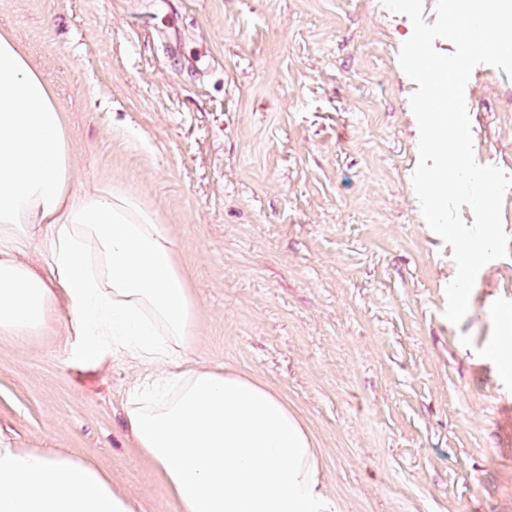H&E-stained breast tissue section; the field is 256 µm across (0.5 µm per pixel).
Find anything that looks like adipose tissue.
<instances>
[{
	"label": "adipose tissue",
	"mask_w": 512,
	"mask_h": 512,
	"mask_svg": "<svg viewBox=\"0 0 512 512\" xmlns=\"http://www.w3.org/2000/svg\"><path fill=\"white\" fill-rule=\"evenodd\" d=\"M63 115L0 33V335L45 332L65 307L85 360L147 367L129 389L127 433L181 512H342L320 453L279 391L189 357L196 306L173 244L139 200L68 187ZM47 261H18L34 234ZM0 512H135L93 464L0 446Z\"/></svg>",
	"instance_id": "ef3b65f1"
}]
</instances>
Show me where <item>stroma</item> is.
I'll list each match as a JSON object with an SVG mask.
<instances>
[{
	"label": "stroma",
	"instance_id": "obj_1",
	"mask_svg": "<svg viewBox=\"0 0 512 512\" xmlns=\"http://www.w3.org/2000/svg\"><path fill=\"white\" fill-rule=\"evenodd\" d=\"M412 30L381 0H0L65 116L72 192L139 198L194 296V358L287 398L344 512H512V377L484 355L512 257L444 318L452 249L411 184ZM464 98L476 161L512 175V79L477 66ZM69 322L0 336V443L180 512L127 437L139 367L79 359Z\"/></svg>",
	"mask_w": 512,
	"mask_h": 512
}]
</instances>
